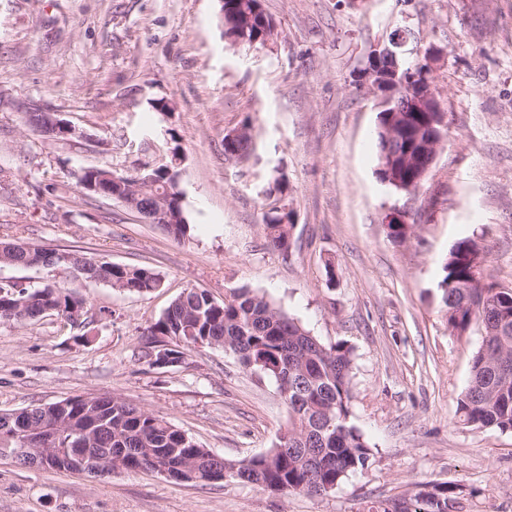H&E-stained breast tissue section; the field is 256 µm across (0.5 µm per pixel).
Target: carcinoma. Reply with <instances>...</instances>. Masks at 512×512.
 <instances>
[{"mask_svg":"<svg viewBox=\"0 0 512 512\" xmlns=\"http://www.w3.org/2000/svg\"><path fill=\"white\" fill-rule=\"evenodd\" d=\"M257 0H224V36L232 42L261 45L273 19L253 13ZM255 149L253 127L246 122L239 135H224V156L242 161ZM431 166L421 156L393 173L391 186L408 191L423 184ZM153 171L154 185L143 193L134 190L135 176L105 168L84 172L82 186L117 200L136 197V210L160 214L158 222L175 240L187 238L190 226L180 193L169 170ZM288 181L280 176L265 191L274 204L263 213V232L269 244L286 254L291 247L292 210L286 199ZM66 264L86 279L131 294H147L162 284L159 271L147 266L121 265L95 260L79 252L60 253L26 242L0 241V264L14 267ZM487 250L475 238L454 242L441 267V301L448 329L464 332L481 325L483 343L474 354L469 385L459 402L463 422L475 428L512 430V293L495 291L486 281ZM83 301L54 283L23 287L0 284V322H31L56 315L87 338L85 321L75 315ZM222 348L233 353L245 367L275 381H288V450L276 446L249 459H217L193 439L183 443L184 432L161 415L126 403L117 396H76L64 402L32 405L18 410L16 420L37 427L56 423L54 445L30 448L23 437L5 429L9 414H0V459L36 465L39 470L73 471L70 444L79 441L88 460L112 461V468L151 471L166 468L174 480L210 483L225 478L271 493H328L349 474L364 467L370 446L350 422L353 350L343 340L321 343L298 321L247 287L231 288L224 301L206 290L190 288L177 296L149 330L144 357L148 363L160 353L185 362L197 346ZM403 512H448V489L435 486L407 502Z\"/></svg>","mask_w":512,"mask_h":512,"instance_id":"1","label":"carcinoma"}]
</instances>
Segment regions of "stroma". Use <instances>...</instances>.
Listing matches in <instances>:
<instances>
[{
	"label": "stroma",
	"instance_id": "35a3bbf8",
	"mask_svg": "<svg viewBox=\"0 0 512 512\" xmlns=\"http://www.w3.org/2000/svg\"><path fill=\"white\" fill-rule=\"evenodd\" d=\"M267 46L224 39L220 0H0V241L163 275L137 295L64 266H0V282H53L83 300L88 341L64 320L0 324V411L109 394L164 416L228 460L268 452L288 429L275 382L207 346L152 367L146 333L184 289L223 300L248 286L323 344L354 351L351 422L367 466L320 495L273 494L146 471L112 476L0 460V512H368L444 485L452 512H512V431L476 429L458 402L478 327L450 331L438 287L459 238H481L490 281L512 287V0H262ZM430 46L448 135L412 194L378 175L377 97L357 76L395 31ZM78 129L53 139L28 106ZM258 132L244 163L224 136ZM182 159L191 226L177 242L123 203L83 190L93 168L128 174ZM285 176L289 254L267 242L261 203ZM402 212L413 232L389 235ZM335 278H328V270Z\"/></svg>",
	"mask_w": 512,
	"mask_h": 512
}]
</instances>
